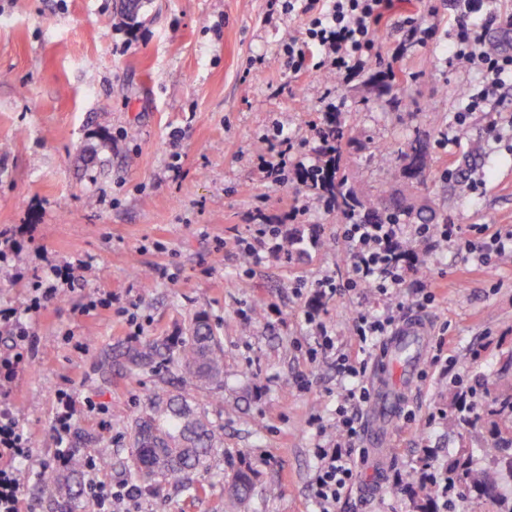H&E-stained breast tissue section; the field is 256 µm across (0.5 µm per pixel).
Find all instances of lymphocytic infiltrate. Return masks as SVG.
<instances>
[{
    "label": "lymphocytic infiltrate",
    "mask_w": 512,
    "mask_h": 512,
    "mask_svg": "<svg viewBox=\"0 0 512 512\" xmlns=\"http://www.w3.org/2000/svg\"><path fill=\"white\" fill-rule=\"evenodd\" d=\"M448 6L454 14V23L448 31L453 60L477 65L485 74L482 85L467 92L466 109L474 112L490 96L512 86V55L490 49L487 42V33L494 24L503 22L512 27V16H501L492 0H448ZM391 7V0H304L300 13L308 18L306 40L301 45L293 40L287 44L292 70L298 72L309 65L319 73L349 76L371 68L378 59L375 31ZM259 165L266 178L275 184L284 183L286 170L301 175L308 167L300 150L286 138L280 145H268L259 156ZM342 238L348 245L352 271L350 287L373 288L384 294L394 293L401 287L404 272L409 267L410 250L399 241L395 225L355 221L344 225ZM87 269V264L79 259L61 267L51 266L49 277L34 283L27 312H38L46 301L74 292ZM401 311V305L397 304L382 316L361 314L356 317L355 334L363 353H370L390 333L400 320ZM0 322L8 328L15 346L13 354L0 357V512H18L21 467L34 468L42 476L64 468L73 454L66 446L72 399L67 393H58L57 448L51 458L36 457L28 436L7 409L11 383L25 360L30 334L14 312L0 314ZM342 370L354 384L337 409L338 433L334 441L315 450L319 461L315 497L320 512H333L353 480L352 441L358 433L356 414L370 399L362 380L363 364L347 361ZM96 471L95 460L86 458L84 485L95 512H112L118 504L140 498V491L128 484L114 487L97 481Z\"/></svg>",
    "instance_id": "obj_1"
}]
</instances>
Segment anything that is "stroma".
Instances as JSON below:
<instances>
[{"label":"stroma","mask_w":512,"mask_h":512,"mask_svg":"<svg viewBox=\"0 0 512 512\" xmlns=\"http://www.w3.org/2000/svg\"><path fill=\"white\" fill-rule=\"evenodd\" d=\"M121 0H0V232L14 247L0 273V309L24 311L32 283L49 264L82 258L86 279L67 298L23 321L34 338L12 385L10 411L37 456L55 451L57 392L71 395V429L81 455L111 454L100 480H123L127 425L149 396L178 388L167 371L103 381V351L134 340L181 336L206 313L224 344V393L193 398L224 428V452L195 486L172 480L144 492L131 512H226L224 485L242 465L255 471L246 512H318L314 448L336 435V408L350 384L339 357L361 356L354 319L386 313L388 297L342 291L315 302L330 276L345 282L342 226L296 178L274 185L258 167L261 138L284 132L318 146L330 104L351 127L341 172L358 195L394 186L398 161L375 149L424 140L431 167L421 191L441 224L466 229L445 245L402 231L426 272L407 282L403 314L422 313L430 348L386 448L355 443L358 473L336 512H416L409 483L421 458L441 469L466 445L487 459L484 429L461 431L448 415L455 387L488 393L512 386V256L475 266L467 241L512 227V87L468 113L457 138L440 136L463 104L477 68L453 63L445 36L448 0H395L375 38L378 70H394L398 99L379 95L369 74L328 80L288 68L284 45L306 19L269 13L267 0H143L127 17ZM436 25V39H412L411 25ZM481 158L458 194L444 169L472 145ZM294 239L289 260L245 259L257 213L281 215ZM430 300H423L424 291ZM122 296L121 316L82 313L84 297ZM318 319L334 342L319 352Z\"/></svg>","instance_id":"1"}]
</instances>
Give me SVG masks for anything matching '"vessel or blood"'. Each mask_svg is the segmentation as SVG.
Returning a JSON list of instances; mask_svg holds the SVG:
<instances>
[{"mask_svg": "<svg viewBox=\"0 0 512 512\" xmlns=\"http://www.w3.org/2000/svg\"><path fill=\"white\" fill-rule=\"evenodd\" d=\"M431 325L428 320L410 316L395 327L386 340L389 376L377 379L373 399L367 409L366 439L370 447L382 448L400 416L423 361L428 353Z\"/></svg>", "mask_w": 512, "mask_h": 512, "instance_id": "1", "label": "vessel or blood"}]
</instances>
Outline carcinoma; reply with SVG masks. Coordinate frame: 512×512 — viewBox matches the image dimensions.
<instances>
[{
    "mask_svg": "<svg viewBox=\"0 0 512 512\" xmlns=\"http://www.w3.org/2000/svg\"><path fill=\"white\" fill-rule=\"evenodd\" d=\"M325 137L336 143V148L352 142L349 128L331 116L325 127ZM402 164L397 178L409 187L424 184L430 167V154L423 141L415 139L397 149ZM342 153L329 173L318 181L326 191L334 194L337 217L346 222L362 215L368 221L388 224L402 219L417 220L422 224L432 221L434 209L426 196L413 193L386 192L376 198L358 196L347 187L340 173ZM480 158L473 150L465 167L458 170L456 188L465 192L468 172ZM120 366L126 375L140 374L159 368L174 372L185 387L224 390V346L216 335L209 317L198 313L192 319L188 334L173 339L149 340L139 348L128 349L115 356L106 353L101 359L102 375L112 374V367ZM485 425L491 436V457L494 466H475L469 448L460 445L448 455L443 482L448 492L464 490L462 499L482 506L489 504L492 512H512V493L503 494L501 481L512 479V390L500 392L485 414L459 419L458 425L475 427ZM224 428L214 424L208 415L194 407L187 396L178 394L155 395L145 410L130 424L128 461L124 467L127 479L134 485L153 491L162 483L177 479L186 484L193 477L210 469L212 461L223 450ZM85 460L73 455L69 467L44 479L38 486L40 499L50 512H82L81 477ZM255 472L249 466L237 468L232 476L229 498L236 509L246 508L254 485ZM437 483H422L418 488L417 512H439Z\"/></svg>",
    "mask_w": 512,
    "mask_h": 512,
    "instance_id": "1",
    "label": "carcinoma"
}]
</instances>
